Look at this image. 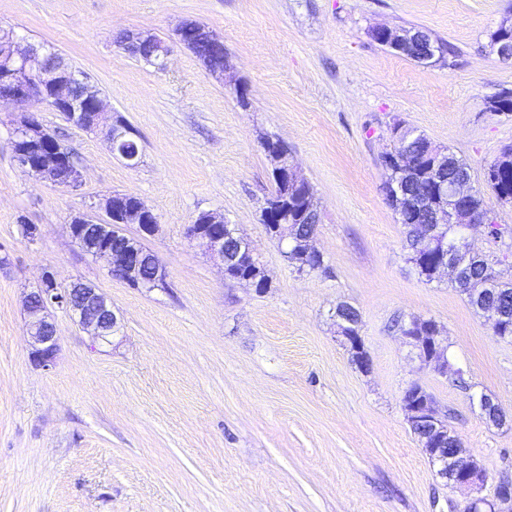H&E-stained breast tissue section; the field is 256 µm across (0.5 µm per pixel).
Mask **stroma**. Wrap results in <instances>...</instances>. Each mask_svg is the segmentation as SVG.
Masks as SVG:
<instances>
[{
  "label": "stroma",
  "mask_w": 512,
  "mask_h": 512,
  "mask_svg": "<svg viewBox=\"0 0 512 512\" xmlns=\"http://www.w3.org/2000/svg\"><path fill=\"white\" fill-rule=\"evenodd\" d=\"M510 17L512 0H0V28L86 74L140 153L127 167L104 134L34 105L84 175L79 190L59 188L18 167L21 112L0 109V512H462L470 491L438 477L406 422L413 382L448 413L494 500L512 482V422L487 423L478 400L512 413V342L447 278L418 277L382 185L398 119L464 158L485 189L512 146V112L487 109L512 90V63L490 47ZM187 21L223 40V80L183 46L158 70L115 42L124 30L173 41ZM378 25L425 28L455 53L417 64L375 42ZM265 137L287 144L316 191L325 271L298 272L265 232ZM113 191L156 214L145 245L165 287L112 278L69 236L72 217ZM207 211L253 243L267 288L226 279L187 239ZM46 269L60 286L98 288L121 328L102 343L52 308L58 351L44 369L30 357L25 299ZM340 302L360 313L369 369L340 333ZM413 316L440 325L465 386L419 361L398 328Z\"/></svg>",
  "instance_id": "stroma-1"
}]
</instances>
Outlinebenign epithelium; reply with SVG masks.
<instances>
[{
  "instance_id": "obj_1",
  "label": "benign epithelium",
  "mask_w": 512,
  "mask_h": 512,
  "mask_svg": "<svg viewBox=\"0 0 512 512\" xmlns=\"http://www.w3.org/2000/svg\"><path fill=\"white\" fill-rule=\"evenodd\" d=\"M188 29L195 30L199 39L218 50L216 68L209 67L207 71L215 77L224 76L227 53L223 41L207 27L185 22L176 30L178 43L185 44L183 33ZM370 36L383 37L386 44L396 52H415L417 62L422 65L433 66L441 57L432 38L418 30L380 26L372 28ZM148 45L155 53L152 64L159 69L165 68L170 47L163 41H156L153 35L129 31L120 43L122 49L131 55ZM76 85L83 86L91 96L95 111L83 110L79 99L72 94V88ZM0 99L19 107L40 103L54 110L65 109L67 119L79 128H104L113 154L129 167L138 164L139 155L119 148L122 141L136 139L135 129L123 120L112 122L111 112L106 108L99 90L90 85L83 74L72 69L59 53L43 46L24 45L12 30L0 31ZM12 147L17 164L40 179L72 191L81 187L83 174L79 167L70 165L71 153L59 144L54 134L35 114L23 115L14 129ZM270 163L275 179L280 180L286 176L297 185L305 183L297 174L287 144L279 143L277 151L270 156ZM474 195L471 177L467 176L454 181L449 187H439L432 195L422 197V206L430 210V223L422 225L421 236L427 240L434 239L440 224H460L464 230L470 231L481 224L490 223L489 211L467 209L466 202ZM121 197L120 193L109 194L96 204L97 208L105 212L104 220L88 213L73 217L69 224L70 236L85 254L106 259L113 278L136 288L151 289L162 285L167 277L166 271L143 243L146 237L157 231V216L144 203L135 207H116V200ZM124 224L138 225V234L131 238L132 247L117 251L112 249L111 237L114 233H124ZM186 235L224 265L239 258L254 267L258 266L252 242L239 233L236 225L225 222L222 216L205 214V223L188 225ZM472 255L469 238L466 237L459 250L448 257L441 271L457 276L460 260ZM54 305L68 313L82 328L92 330L94 336L102 341L115 335L120 328L112 302L102 292L81 282L60 288L54 274L46 270L41 276L39 287L26 300L30 356L39 367L47 369L53 366L56 357V328L48 312V307ZM429 347L431 353L420 355L421 360L434 364L441 375H447L449 363L440 332H435L431 337ZM417 388L418 384L413 382L402 395L407 423L411 424L416 418L424 416L436 425L444 424L441 415L433 408H411V393ZM429 459L437 467L439 477L452 487L479 490L487 482L485 469L463 447L453 454L446 453L443 448H432Z\"/></svg>"
}]
</instances>
